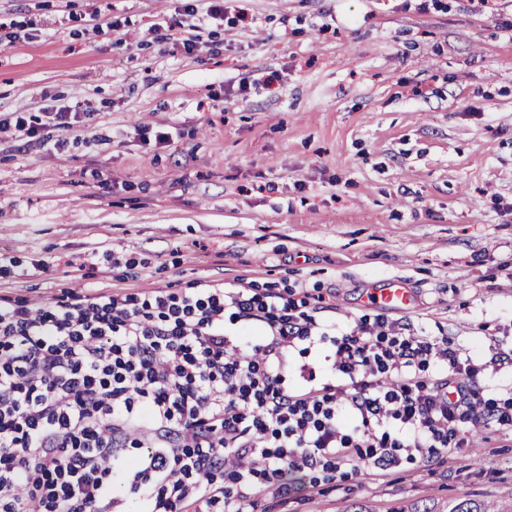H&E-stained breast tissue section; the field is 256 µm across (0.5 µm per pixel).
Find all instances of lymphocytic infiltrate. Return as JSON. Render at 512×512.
<instances>
[{
  "label": "lymphocytic infiltrate",
  "instance_id": "f902f5d3",
  "mask_svg": "<svg viewBox=\"0 0 512 512\" xmlns=\"http://www.w3.org/2000/svg\"><path fill=\"white\" fill-rule=\"evenodd\" d=\"M228 314L265 324L252 356ZM327 339L331 381L286 391L282 351ZM432 364L446 376L425 381ZM485 416L512 424L448 346L364 323L336 335L274 293L0 305V512H128L119 483L138 512H247L288 493L286 472L428 460L460 446L456 422Z\"/></svg>",
  "mask_w": 512,
  "mask_h": 512
}]
</instances>
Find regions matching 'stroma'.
<instances>
[{
  "label": "stroma",
  "mask_w": 512,
  "mask_h": 512,
  "mask_svg": "<svg viewBox=\"0 0 512 512\" xmlns=\"http://www.w3.org/2000/svg\"><path fill=\"white\" fill-rule=\"evenodd\" d=\"M0 0V304L203 285L447 341L512 398V0ZM246 14L241 26L237 14ZM193 49H184V41ZM55 106L84 118L48 123ZM170 132L156 144L155 134ZM407 310L364 296L390 278ZM331 343L295 348L330 376ZM253 512H512V426Z\"/></svg>",
  "instance_id": "stroma-1"
}]
</instances>
